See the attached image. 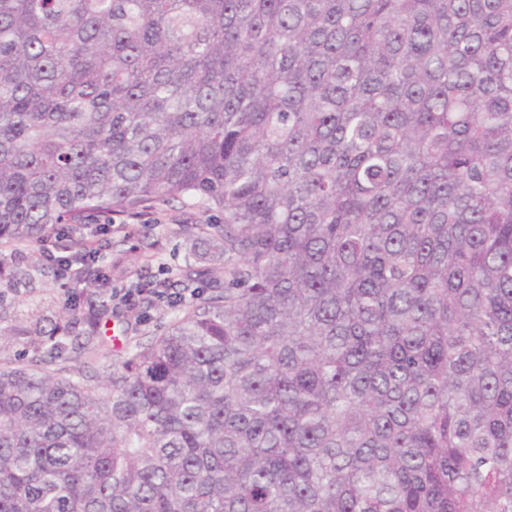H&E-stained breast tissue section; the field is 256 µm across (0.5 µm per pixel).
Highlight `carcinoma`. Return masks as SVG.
Returning a JSON list of instances; mask_svg holds the SVG:
<instances>
[{
  "mask_svg": "<svg viewBox=\"0 0 512 512\" xmlns=\"http://www.w3.org/2000/svg\"><path fill=\"white\" fill-rule=\"evenodd\" d=\"M175 201L223 283L0 369V512H512V0H0V243Z\"/></svg>",
  "mask_w": 512,
  "mask_h": 512,
  "instance_id": "1",
  "label": "carcinoma"
}]
</instances>
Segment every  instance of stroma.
<instances>
[{"label":"stroma","instance_id":"stroma-1","mask_svg":"<svg viewBox=\"0 0 512 512\" xmlns=\"http://www.w3.org/2000/svg\"><path fill=\"white\" fill-rule=\"evenodd\" d=\"M223 220L222 213L178 203L163 212L147 211L128 218L123 230L106 228L96 216H88L84 233L100 246L98 264L112 270L102 285L44 276L47 262L40 243L19 249L1 245L0 264L6 271L18 272L19 277L9 288L0 290V367L29 363L45 344L44 333L52 322L68 313L82 317L94 306L104 312L102 342L86 354L78 339H69L60 357L47 369L66 374L85 363L100 372L111 369L126 349L161 336L189 304L143 297L131 306L121 299L125 289L138 282L166 280L171 291H178V272L188 258L186 237L179 232V225ZM33 325L39 326L40 335H22V328Z\"/></svg>","mask_w":512,"mask_h":512}]
</instances>
